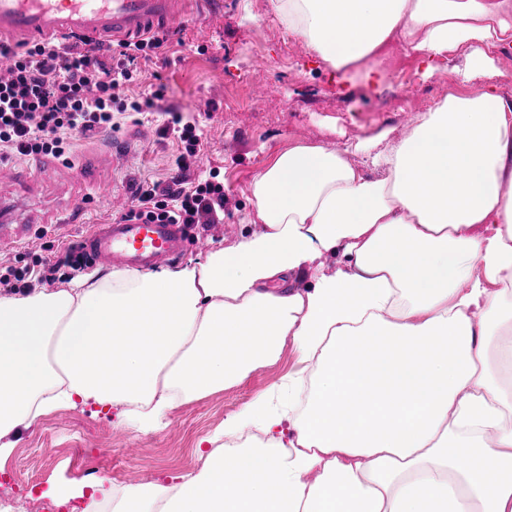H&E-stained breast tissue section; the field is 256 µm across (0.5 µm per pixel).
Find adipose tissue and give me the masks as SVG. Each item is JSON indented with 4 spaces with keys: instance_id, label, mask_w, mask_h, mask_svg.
<instances>
[{
    "instance_id": "adipose-tissue-1",
    "label": "adipose tissue",
    "mask_w": 512,
    "mask_h": 512,
    "mask_svg": "<svg viewBox=\"0 0 512 512\" xmlns=\"http://www.w3.org/2000/svg\"><path fill=\"white\" fill-rule=\"evenodd\" d=\"M270 3L339 77L379 84L398 41L421 79L452 52L481 89L393 143L288 148L250 185L251 231L205 262L0 295V457L62 406L155 430L290 342L299 377L229 416L196 474L94 493L111 512H512V99L486 54L512 43V0Z\"/></svg>"
}]
</instances>
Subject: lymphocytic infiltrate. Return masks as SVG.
<instances>
[{
  "label": "lymphocytic infiltrate",
  "instance_id": "f902f5d3",
  "mask_svg": "<svg viewBox=\"0 0 512 512\" xmlns=\"http://www.w3.org/2000/svg\"><path fill=\"white\" fill-rule=\"evenodd\" d=\"M159 35L121 42L109 60L99 57L100 43L45 40L19 49L0 42V56L11 65L0 80V152L16 156L68 158L78 137L117 129V116L147 112L164 100L165 84L143 96L128 95L138 79L137 59H151L165 45ZM163 134L174 135L184 150L179 168L200 157L203 142L196 121L171 113ZM224 208V187L204 181L161 190L140 188L124 214L128 221H159L193 226L213 224Z\"/></svg>",
  "mask_w": 512,
  "mask_h": 512
}]
</instances>
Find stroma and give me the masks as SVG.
<instances>
[{
    "mask_svg": "<svg viewBox=\"0 0 512 512\" xmlns=\"http://www.w3.org/2000/svg\"><path fill=\"white\" fill-rule=\"evenodd\" d=\"M210 2L205 9L198 0H188L187 12L202 17L204 32L192 26L169 32L166 48L145 67L166 84V109L195 112L204 143L201 159L186 172L177 170L181 146L161 133L165 109L124 121L118 131L79 139L50 181L27 187L0 181V200H25L29 215L37 219L79 194L88 198L82 222L49 225L19 248L0 249V274L10 266L38 267L63 258L90 225L110 219L107 198L112 192L132 195L144 182L165 188L179 180L204 181L214 172L224 185V221L190 229L179 258L183 264L204 261L214 247L231 245L248 230L249 186L289 146L307 142L336 148L381 134L396 140L417 114L440 104L449 89L477 90L476 84L460 82L455 70L464 61L453 54L448 68L425 81L417 78L418 59L409 58L399 43L384 50L386 83L380 92L355 80L340 85L331 68L272 12L270 0ZM402 67L414 75L410 85H401L396 77ZM260 73L274 92L257 95L254 78ZM401 94L412 98L404 112L393 106ZM93 157L103 160L96 181L79 182L76 169ZM299 368L295 347L286 344L275 363L253 370L239 384L176 405L164 428L152 433L140 432L131 422L119 423L115 412L92 403L52 411L0 459V484L9 491L0 504L21 512L30 499L51 500L55 489L86 484L83 468L88 462L99 465L100 475L127 486L168 483L196 473L200 448L223 427L225 417Z\"/></svg>",
    "mask_w": 512,
    "mask_h": 512,
    "instance_id": "35a3bbf8",
    "label": "stroma"
}]
</instances>
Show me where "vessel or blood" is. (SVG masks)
<instances>
[{
	"mask_svg": "<svg viewBox=\"0 0 512 512\" xmlns=\"http://www.w3.org/2000/svg\"><path fill=\"white\" fill-rule=\"evenodd\" d=\"M188 21L184 0H0V39L16 44L86 37L134 42ZM56 167V162L35 159L15 176L32 183ZM187 244L185 225L118 219L94 225L83 239L85 251L101 264L135 269L172 259Z\"/></svg>",
	"mask_w": 512,
	"mask_h": 512,
	"instance_id": "b4317fda",
	"label": "vessel or blood"
}]
</instances>
